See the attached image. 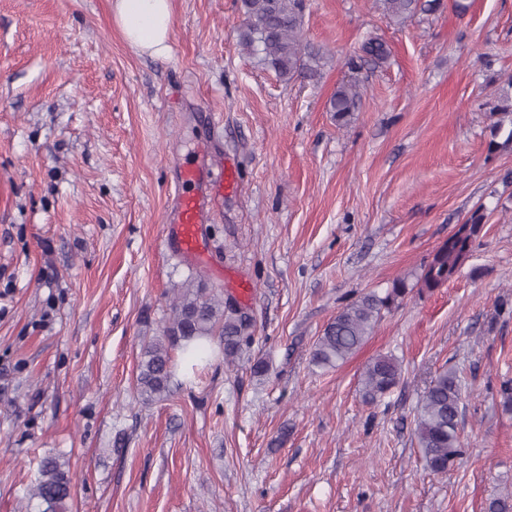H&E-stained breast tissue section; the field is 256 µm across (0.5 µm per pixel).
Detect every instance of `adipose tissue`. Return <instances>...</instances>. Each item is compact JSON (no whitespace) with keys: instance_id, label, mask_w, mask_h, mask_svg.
Here are the masks:
<instances>
[{"instance_id":"obj_1","label":"adipose tissue","mask_w":512,"mask_h":512,"mask_svg":"<svg viewBox=\"0 0 512 512\" xmlns=\"http://www.w3.org/2000/svg\"><path fill=\"white\" fill-rule=\"evenodd\" d=\"M112 16L131 47L158 57L168 55L172 0H113Z\"/></svg>"}]
</instances>
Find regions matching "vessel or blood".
Returning a JSON list of instances; mask_svg holds the SVG:
<instances>
[{
	"label": "vessel or blood",
	"instance_id": "vessel-or-blood-1",
	"mask_svg": "<svg viewBox=\"0 0 512 512\" xmlns=\"http://www.w3.org/2000/svg\"><path fill=\"white\" fill-rule=\"evenodd\" d=\"M236 181V171L230 167H221L216 180L211 181L198 164L186 163L177 185L174 217L163 226L168 247L189 262L204 263L206 252L202 226L208 197L213 192L233 189Z\"/></svg>",
	"mask_w": 512,
	"mask_h": 512
}]
</instances>
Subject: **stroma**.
I'll use <instances>...</instances> for the list:
<instances>
[{
    "label": "stroma",
    "mask_w": 512,
    "mask_h": 512,
    "mask_svg": "<svg viewBox=\"0 0 512 512\" xmlns=\"http://www.w3.org/2000/svg\"><path fill=\"white\" fill-rule=\"evenodd\" d=\"M464 2L399 24L378 0H309L317 72L286 80L243 50L237 0H174L158 58L127 45L112 0H0V512H24L47 456L73 475L71 512H485L512 490V125L485 108L508 90L512 0ZM371 37L385 60L360 59ZM354 77L341 127L329 100ZM204 156L239 179L199 267L162 226ZM478 208L448 285L410 291L340 367L311 365L339 308L415 281ZM197 271L252 313L254 340L143 402L142 342ZM386 353L403 379L365 404L360 372ZM444 367L466 457L441 476L413 431Z\"/></svg>",
    "instance_id": "obj_1"
}]
</instances>
